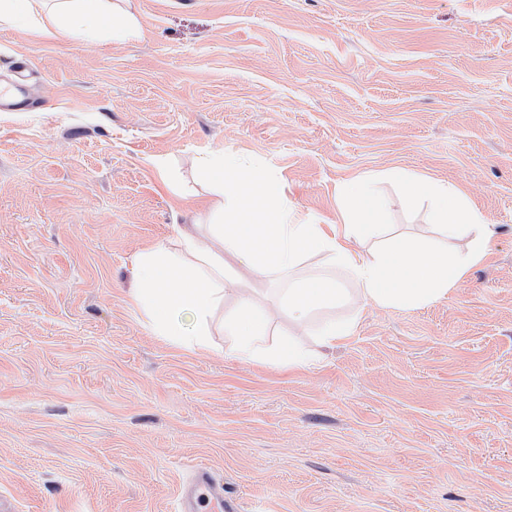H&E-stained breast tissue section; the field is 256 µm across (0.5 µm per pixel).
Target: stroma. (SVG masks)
<instances>
[{"label": "stroma", "instance_id": "1", "mask_svg": "<svg viewBox=\"0 0 512 512\" xmlns=\"http://www.w3.org/2000/svg\"><path fill=\"white\" fill-rule=\"evenodd\" d=\"M141 33L80 45L0 26V512H176L200 466L243 512H512V0H121ZM222 149L336 221L371 175L456 185L491 224L447 300L357 316L302 371L153 335L130 269L207 222ZM164 161L166 174L155 163ZM30 98L27 88L19 83L0 88V111H20L28 107Z\"/></svg>", "mask_w": 512, "mask_h": 512}]
</instances>
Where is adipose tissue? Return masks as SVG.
Listing matches in <instances>:
<instances>
[{
  "instance_id": "ef3b65f1",
  "label": "adipose tissue",
  "mask_w": 512,
  "mask_h": 512,
  "mask_svg": "<svg viewBox=\"0 0 512 512\" xmlns=\"http://www.w3.org/2000/svg\"><path fill=\"white\" fill-rule=\"evenodd\" d=\"M1 24L24 25L47 37L63 34L77 43L123 41L137 30L131 18L115 14L112 0H55L51 8L45 0H0ZM199 175L217 194L213 211L219 222L204 232L195 224L178 229L180 252L158 246L139 255L129 290L146 326L189 351L208 349L214 313L233 294L237 307L223 322L225 335L235 342L232 357L278 369L311 367L314 355L295 340H282L271 351L259 347L260 336L277 316H288L303 330L313 313L341 302L402 310L440 302L485 258L493 236L457 187L402 169L388 176L400 184L408 203L428 202L429 232L416 240L396 237L365 253L358 245L379 236L384 211L372 178L344 184L339 190L342 223L322 224L291 206L274 178L237 155L211 151L200 161ZM308 256L345 268L355 290L326 274L292 280L295 266ZM240 267L288 280L282 303L261 306L252 293L238 290ZM185 312L194 316L189 330L180 320Z\"/></svg>"
}]
</instances>
